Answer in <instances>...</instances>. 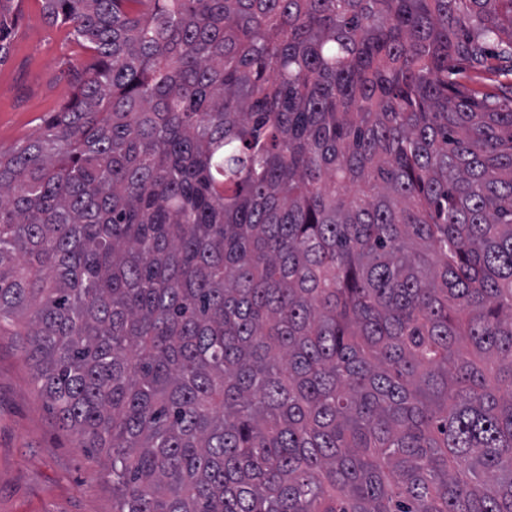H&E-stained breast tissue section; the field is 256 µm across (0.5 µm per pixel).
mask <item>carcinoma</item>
Returning a JSON list of instances; mask_svg holds the SVG:
<instances>
[{
    "label": "carcinoma",
    "instance_id": "cac0c4a2",
    "mask_svg": "<svg viewBox=\"0 0 512 512\" xmlns=\"http://www.w3.org/2000/svg\"><path fill=\"white\" fill-rule=\"evenodd\" d=\"M42 4L0 335L114 512H512V0Z\"/></svg>",
    "mask_w": 512,
    "mask_h": 512
}]
</instances>
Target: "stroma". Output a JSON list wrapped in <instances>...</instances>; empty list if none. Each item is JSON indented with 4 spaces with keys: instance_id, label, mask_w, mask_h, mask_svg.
Returning <instances> with one entry per match:
<instances>
[{
    "instance_id": "stroma-1",
    "label": "stroma",
    "mask_w": 512,
    "mask_h": 512,
    "mask_svg": "<svg viewBox=\"0 0 512 512\" xmlns=\"http://www.w3.org/2000/svg\"><path fill=\"white\" fill-rule=\"evenodd\" d=\"M0 65V148L34 137L69 93L85 56L40 0H25ZM0 512H112L106 457L80 447L38 388L20 342L0 336Z\"/></svg>"
}]
</instances>
